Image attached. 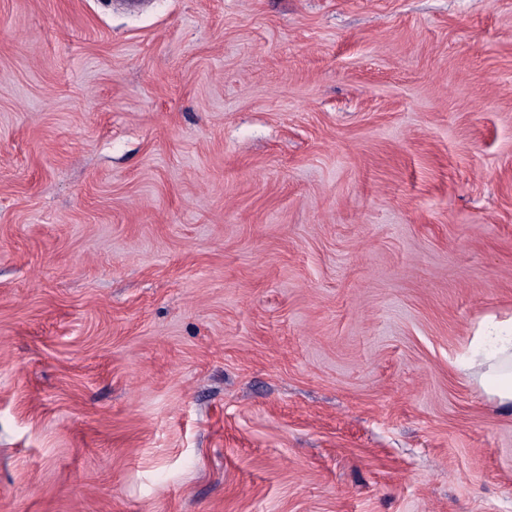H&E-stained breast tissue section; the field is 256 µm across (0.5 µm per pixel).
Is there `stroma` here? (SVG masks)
I'll list each match as a JSON object with an SVG mask.
<instances>
[{"label": "stroma", "mask_w": 512, "mask_h": 512, "mask_svg": "<svg viewBox=\"0 0 512 512\" xmlns=\"http://www.w3.org/2000/svg\"><path fill=\"white\" fill-rule=\"evenodd\" d=\"M0 0V512H512V0ZM465 361L466 374L502 406L512 405V317H490L477 332Z\"/></svg>", "instance_id": "35a3bbf8"}]
</instances>
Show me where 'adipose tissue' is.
I'll return each instance as SVG.
<instances>
[{
    "label": "adipose tissue",
    "instance_id": "1",
    "mask_svg": "<svg viewBox=\"0 0 512 512\" xmlns=\"http://www.w3.org/2000/svg\"><path fill=\"white\" fill-rule=\"evenodd\" d=\"M464 369L489 399L512 405V317L484 321Z\"/></svg>",
    "mask_w": 512,
    "mask_h": 512
}]
</instances>
